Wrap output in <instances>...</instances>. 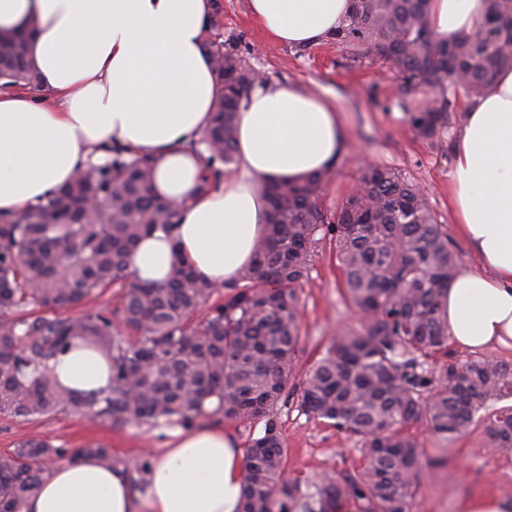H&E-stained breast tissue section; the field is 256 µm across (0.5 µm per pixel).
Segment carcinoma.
<instances>
[{
    "instance_id": "obj_1",
    "label": "carcinoma",
    "mask_w": 512,
    "mask_h": 512,
    "mask_svg": "<svg viewBox=\"0 0 512 512\" xmlns=\"http://www.w3.org/2000/svg\"><path fill=\"white\" fill-rule=\"evenodd\" d=\"M429 0H361L330 40L387 62L407 94L426 102L406 109L416 136L448 132L450 97L481 98L496 73L512 66V0H487L475 32L452 43L432 33ZM220 84L206 146L203 187L218 185L234 162L236 117L256 69L224 44L206 40ZM28 38L0 35V90L38 88L27 63ZM104 163L78 170L45 203L0 217V416L21 421L65 408L97 417L189 426L200 416L262 424L246 448L242 512H411L420 476L437 461L423 456L411 422L453 439L483 424L492 447L512 452V364L491 358L446 362L448 324L439 302L460 271L448 233L417 184L396 168L361 169L362 193L334 213L321 205L335 171L297 183L268 184V231L255 258L220 300L216 285L176 260L160 283L126 280L141 237L175 223L177 208L156 194L153 160L111 149ZM335 247L343 294L366 315L333 337L306 373L300 406L356 440L365 459L354 476L324 473L308 483L286 469L278 413L302 340L297 286L324 240ZM123 290L128 341L99 308L73 305ZM83 338L112 355V387L76 398L52 362ZM216 400L209 411L206 402ZM92 455L119 463L92 444L73 452L31 438L0 455V512H24L49 473L48 462Z\"/></svg>"
}]
</instances>
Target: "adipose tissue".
I'll return each mask as SVG.
<instances>
[{"label": "adipose tissue", "instance_id": "ef3b65f1", "mask_svg": "<svg viewBox=\"0 0 512 512\" xmlns=\"http://www.w3.org/2000/svg\"><path fill=\"white\" fill-rule=\"evenodd\" d=\"M351 0H249L269 39L326 42ZM486 0H431L435 34L476 30ZM212 0H0V34L30 33L42 95L0 91V214L45 201L102 149L155 159L157 194L179 206L171 233L135 247L131 275L163 280L174 254L216 285L236 281L265 234L268 182H292L334 164L343 149L336 107L294 86H255L236 119L232 170L202 191L197 150L211 121L216 74L202 46ZM57 106L45 103V96ZM456 227L478 258L441 299L455 345L512 352V68L467 105L451 182ZM62 387L95 397L112 386L110 355L75 340L53 363ZM244 453L232 433L201 425L170 431L136 493L127 472L86 456L54 466L25 512H241Z\"/></svg>", "mask_w": 512, "mask_h": 512}]
</instances>
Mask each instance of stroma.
Instances as JSON below:
<instances>
[{"label":"stroma","mask_w":512,"mask_h":512,"mask_svg":"<svg viewBox=\"0 0 512 512\" xmlns=\"http://www.w3.org/2000/svg\"><path fill=\"white\" fill-rule=\"evenodd\" d=\"M210 39L224 43L261 70L267 82L291 84L325 94L339 111L346 147L335 176L322 193L325 210L332 211L357 184L365 163L377 162L400 170L426 188V198L448 232V243L461 268L476 264L455 226L450 194L452 161L458 127L429 143L411 131L402 107L406 97L394 72L379 58L356 55L332 42L312 47L271 42L254 21L248 0H214ZM342 275L329 243H322L308 278L299 286L303 319L302 350L295 377L279 403L287 468L295 477L311 479L326 472L357 473L363 465L355 444L344 432L300 407L301 378L324 351L336 332L356 326L358 315L341 292ZM411 432L424 453L443 455L445 465L425 474L413 499L412 512H463L468 499L493 495L512 501V454L490 447L483 427L475 426L455 439L434 437L422 424ZM168 427L139 421L118 424L111 417H92L69 408L48 419L23 422L0 416V454L23 440L48 439L53 445L82 448L98 443L109 448L127 472L142 477L143 462L151 460L168 438Z\"/></svg>","instance_id":"obj_1"}]
</instances>
